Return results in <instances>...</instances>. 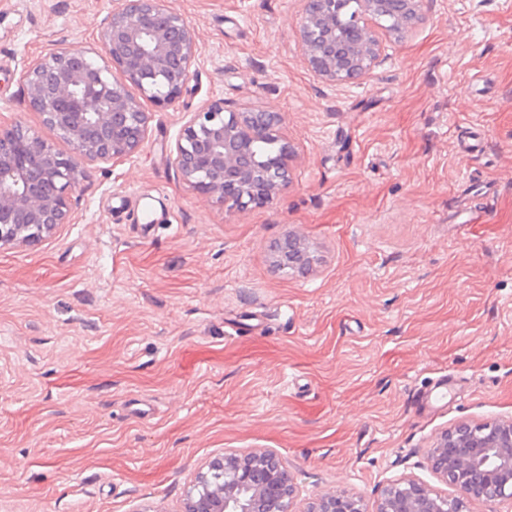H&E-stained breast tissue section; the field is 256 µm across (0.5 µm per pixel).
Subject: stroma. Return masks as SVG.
<instances>
[{"mask_svg": "<svg viewBox=\"0 0 512 512\" xmlns=\"http://www.w3.org/2000/svg\"><path fill=\"white\" fill-rule=\"evenodd\" d=\"M117 0H0V125L68 146L24 72L101 49ZM191 77L148 134L89 165L71 219L0 245V512H177L229 450L276 451L304 512L373 505L459 423L512 419V0H421L353 83L319 78L302 0H165ZM281 113L290 182L267 204L199 197L172 152L186 113ZM311 265L282 273L274 245ZM447 379L445 406L422 395ZM314 507L307 512H367L361 499L341 492H326L315 499Z\"/></svg>", "mask_w": 512, "mask_h": 512, "instance_id": "obj_1", "label": "stroma"}]
</instances>
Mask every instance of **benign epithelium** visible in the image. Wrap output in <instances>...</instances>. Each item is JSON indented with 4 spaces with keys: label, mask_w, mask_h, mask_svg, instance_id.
I'll list each match as a JSON object with an SVG mask.
<instances>
[{
    "label": "benign epithelium",
    "mask_w": 512,
    "mask_h": 512,
    "mask_svg": "<svg viewBox=\"0 0 512 512\" xmlns=\"http://www.w3.org/2000/svg\"><path fill=\"white\" fill-rule=\"evenodd\" d=\"M165 0H120L101 33L110 65L72 48L33 64L23 75L27 103L69 145L59 152L35 132L15 123L0 126V245L29 246L69 221L70 195L91 162L117 160L145 140L150 113L127 88L168 106L191 77L196 35ZM337 0H305L299 35L311 69L331 82L360 78L371 68L378 39L368 21L358 20L355 35L336 38ZM117 69L116 78L111 69ZM278 112L228 111L213 100L189 112L176 141L173 163L185 183L206 198L244 208L262 205L288 184L292 150L252 176L269 180L256 194L235 173L244 169L249 144L282 129ZM431 470L457 489L455 501L414 479L388 483L372 512H463L468 501L512 505V420L445 432L428 457ZM298 492L294 476L271 451L224 453L218 469L200 471L191 481L179 512H288ZM309 512H367L362 500L341 492L319 495Z\"/></svg>",
    "instance_id": "1"
}]
</instances>
